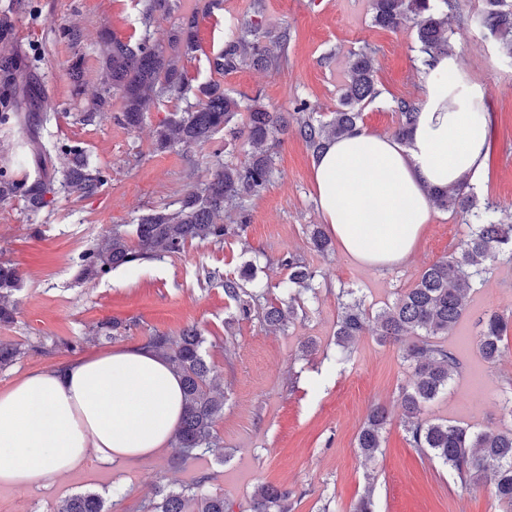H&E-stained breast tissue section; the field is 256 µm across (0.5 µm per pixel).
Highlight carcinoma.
I'll return each mask as SVG.
<instances>
[{
  "mask_svg": "<svg viewBox=\"0 0 512 512\" xmlns=\"http://www.w3.org/2000/svg\"><path fill=\"white\" fill-rule=\"evenodd\" d=\"M482 2L484 26L512 52V0ZM372 10L374 23L383 28L397 30L413 22L425 66L448 54L454 27L465 21L460 0H372ZM198 14L194 10L182 16L165 43L152 44L145 37L133 44L111 32L104 33L99 84L120 93V121L130 130L140 127L146 112L160 97L181 98L195 89L198 94L193 109L177 112L157 127V149L209 143L222 132L233 140H243L249 146L247 157L243 161L232 157L223 160L221 149H215L214 168L207 181L187 189L171 207L143 215L130 226L113 227L86 249L79 270L82 281L99 279L124 265L175 256L195 240L222 244L229 238L242 237L247 228L246 200L259 195L272 181L273 142L276 134L288 133V120L257 96L237 97L215 82L192 86L183 62L199 49ZM287 60L288 29L276 34L264 29L261 4L257 3L254 18L242 23L224 43V49L209 59V65L213 72L226 74L243 65L279 66ZM374 74L372 53L362 49L350 61L347 78L339 89V107L329 120L315 117L304 101L296 106V131L313 154L323 152L330 141L361 126L362 111L379 95ZM397 109L395 136L403 138L415 123L419 106L401 100ZM242 110L247 111L248 119L240 127L234 119ZM102 182L101 172L84 154L75 152L63 171L60 188L91 198ZM53 192L52 185L40 177L20 183L0 171V205L19 197L31 211L39 212L50 204L46 195ZM432 200L441 210L452 207L472 217L466 238L453 254L425 267L414 287L375 313L354 297L353 290L340 289L336 347L347 352L367 324L375 322L378 339L399 346L410 369L409 382L400 392L407 440L447 466L462 483L491 475L498 500L512 507V428L476 431L424 417L426 406L448 391L459 369L454 351L436 337L450 334L466 315L470 292L489 265L501 254L512 256V224L494 220L492 205L480 204L468 187L436 190ZM229 205L238 210L240 223H221ZM306 235L318 255L331 251V238L323 225H307ZM277 265L288 275L276 284L282 298L275 301L266 299L267 292L250 287L256 280L254 263L237 276L214 270L207 279L221 281L224 297L235 304L238 319L256 316L267 326L284 328L297 316L304 301L316 298L319 270L292 252L278 258ZM22 281L23 273L16 265L0 261L1 326L15 322L19 313L16 292ZM478 325L480 352L484 360L495 362L512 334V317L489 312ZM205 343L206 338L194 325L184 327L175 336L156 332L145 342V348L181 378L183 415L171 439L177 464L203 456L220 444L215 423L224 413V392L214 385L215 367L205 358ZM20 355V348L1 342L0 369L13 365ZM388 421L384 406L370 410L357 434V448L366 458H374L382 448ZM209 481L210 477L203 475L190 485L163 487L141 505V512H233L224 496L207 491ZM290 496L284 486L262 485L254 494L251 512H288ZM58 512H112V508L101 494L84 491L64 500Z\"/></svg>",
  "mask_w": 512,
  "mask_h": 512,
  "instance_id": "obj_1",
  "label": "carcinoma"
}]
</instances>
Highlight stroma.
Segmentation results:
<instances>
[{"instance_id": "obj_1", "label": "stroma", "mask_w": 512, "mask_h": 512, "mask_svg": "<svg viewBox=\"0 0 512 512\" xmlns=\"http://www.w3.org/2000/svg\"><path fill=\"white\" fill-rule=\"evenodd\" d=\"M198 0H174L171 14H156L151 27L141 20L143 0H0V64L13 65L12 82L0 94L21 102L20 120L0 124V168L19 181L42 177L58 181L70 153L79 149L100 168L104 184L89 199L57 191L40 212L22 200L0 206V260L24 274L20 311L14 324L0 326V341L22 355L0 370V391L26 374L131 345L152 331L178 334L192 323L207 339L205 356L224 392V414L215 430L220 446L184 464L171 447L144 460L109 463L89 457L82 470L16 491L0 488V512H56L75 492L94 489L112 497V512H139L156 488L186 485L209 476L211 492L224 496L233 512H248L258 487L273 483L292 491L291 512H351L371 493L376 512H505L490 478L461 484L447 467L430 460L406 439L400 391L409 380L401 351L380 343L373 333L355 341L349 356L334 344L339 289H355L365 307L378 310L413 287L422 270L453 252L467 232L464 215L433 209L413 254L388 270H369L334 247L328 256L311 251L304 228L321 223L312 165L314 157L295 134L274 149L275 177L247 205L243 238L221 244L193 242L176 256L118 268L101 279H77L82 253L120 224L135 223L150 210L175 203L186 186L205 181L213 145L154 149L155 129L187 100L162 98L140 128L119 120V92L93 121L80 122L98 93L102 66L100 36L160 41ZM268 26L288 28V65L258 70L244 66L219 78L225 90L260 95L279 112L300 101L329 119L338 103L351 53L374 51L379 96L363 111L369 132L393 135L398 100L424 101L423 73L417 61L415 30L374 24L370 0H264ZM468 25L455 29L454 54L468 83L481 87L482 109L490 115V149L484 174L474 190L512 223V55L473 17L479 0H462ZM251 15V0H212L199 19L201 50L187 68L196 83L212 80L208 56ZM80 30L69 41L70 28ZM81 61V78L71 65ZM301 254L321 272L317 300L286 330L259 320L235 321L236 309L220 281L205 273L237 274L256 260L261 282L278 283L285 270L278 256ZM487 311L512 316V258L499 257L471 295L469 313L446 343L461 365L447 393L427 407L431 419L467 424L476 430L511 425L500 411L512 393V339L497 362L481 357L476 321ZM121 323L115 339L92 340L99 321ZM233 321L225 332V321ZM83 343L81 354L64 341ZM384 405L390 422L374 458L363 457L356 435L371 407Z\"/></svg>"}]
</instances>
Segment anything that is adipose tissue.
I'll return each instance as SVG.
<instances>
[{"label": "adipose tissue", "mask_w": 512, "mask_h": 512, "mask_svg": "<svg viewBox=\"0 0 512 512\" xmlns=\"http://www.w3.org/2000/svg\"><path fill=\"white\" fill-rule=\"evenodd\" d=\"M457 69L448 54L425 73V103L407 137L361 129L314 162L324 222L368 268L404 263L429 219L431 191L476 184L483 171L489 120L471 109L482 92L449 83ZM182 408L179 377L137 346L32 372L0 392V486L23 490L75 472L92 454L151 457L169 443Z\"/></svg>", "instance_id": "adipose-tissue-1"}]
</instances>
